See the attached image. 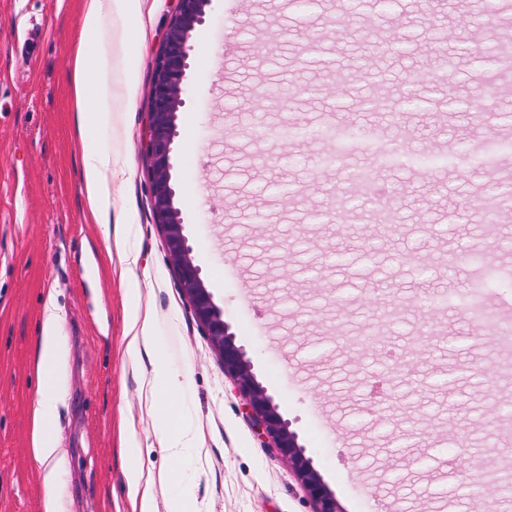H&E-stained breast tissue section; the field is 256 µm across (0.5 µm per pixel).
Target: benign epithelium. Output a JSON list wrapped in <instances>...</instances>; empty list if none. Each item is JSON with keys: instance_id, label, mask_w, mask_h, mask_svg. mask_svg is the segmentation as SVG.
<instances>
[{"instance_id": "benign-epithelium-1", "label": "benign epithelium", "mask_w": 512, "mask_h": 512, "mask_svg": "<svg viewBox=\"0 0 512 512\" xmlns=\"http://www.w3.org/2000/svg\"><path fill=\"white\" fill-rule=\"evenodd\" d=\"M211 0H176V11L166 29L155 58L148 112L145 159L151 171L150 195L153 214L166 234L169 261L179 287L188 299L196 321L219 353L224 372L231 375L244 401L246 416L256 435L273 444L301 481L314 505L313 512H342L296 431L278 410L274 396L258 378L246 349L214 303L192 258L180 211L175 206L173 183L174 144L178 135V112L187 94L193 32L207 20Z\"/></svg>"}]
</instances>
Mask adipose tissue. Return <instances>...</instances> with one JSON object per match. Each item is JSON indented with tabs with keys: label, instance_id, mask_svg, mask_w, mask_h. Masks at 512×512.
Returning a JSON list of instances; mask_svg holds the SVG:
<instances>
[{
	"label": "adipose tissue",
	"instance_id": "obj_1",
	"mask_svg": "<svg viewBox=\"0 0 512 512\" xmlns=\"http://www.w3.org/2000/svg\"><path fill=\"white\" fill-rule=\"evenodd\" d=\"M72 83L78 117L77 131L84 138L82 176L85 195L93 214L101 215L119 208L120 200L112 193L120 171L112 167L94 142L88 140L91 128L106 125L112 116V61L104 44L80 46L72 69ZM62 350V319L52 295H45L40 336L32 368L39 381L38 398L32 410L29 443L36 460H56L58 450L48 435L63 399L56 380ZM182 374L170 369L160 358H153L149 372L143 373L149 412L161 423L159 443L170 453H178L188 442L180 425L177 406L171 402L174 391L182 389Z\"/></svg>",
	"mask_w": 512,
	"mask_h": 512
}]
</instances>
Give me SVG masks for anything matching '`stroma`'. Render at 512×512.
<instances>
[{"instance_id": "35a3bbf8", "label": "stroma", "mask_w": 512, "mask_h": 512, "mask_svg": "<svg viewBox=\"0 0 512 512\" xmlns=\"http://www.w3.org/2000/svg\"><path fill=\"white\" fill-rule=\"evenodd\" d=\"M174 7L143 0L134 26L103 14L112 122L89 136L125 169L113 185L124 206L108 220L125 228L138 255L154 350L187 374L173 399L196 439L177 458L160 447L140 391L150 363L132 366L125 354L126 281L83 192L71 71L85 37L84 0H0V512H43L48 466L33 457L29 432L38 394L31 362L49 292L64 318L57 368L64 403L49 427L60 451L59 512H138L123 467L130 445L152 476L155 512H168L178 493L197 512L313 510L278 450L262 445L244 419L236 384L177 285L154 219L144 133L152 64ZM208 15L193 34L174 171L176 205L206 287L345 512H478L468 490L474 463L512 486V458L503 454L512 448V415L500 412L512 406V343H474L460 312L435 309L431 299L491 256L501 279L488 296L496 306L512 303V222L497 241L476 247L478 227L465 206L472 183L512 182V157L494 171L478 168L470 115L449 111L444 98L431 113L409 112L415 136L407 152L437 155L442 143L452 146L451 164L396 167L385 177L399 216L386 248L417 250L424 275L392 268L358 275L336 265V254L359 249L376 227L355 210L342 226L309 219L327 210L332 193L350 192L349 159L319 190L311 185L317 137L337 105L379 92L364 65L369 43L398 31L410 50L392 59L396 74L434 61L447 69V95L472 100L479 94L472 77L489 64L487 47L475 46L468 29L512 43V0L472 14L465 28L447 0H404L381 30L363 6L337 34L325 30L322 8L300 20L286 6L271 12L267 0H212ZM277 28L287 36L273 61L256 58L254 40ZM451 28L456 35L445 40ZM207 51L219 64L201 65ZM313 51L356 71L354 87L340 93L335 80L300 70L299 59ZM293 76L312 90L288 105L304 134L289 142L282 163L228 123L258 86L285 93ZM306 259L317 278L302 275ZM378 307L390 314L392 346L422 356L395 410H371L366 388L378 358L354 356L348 346Z\"/></svg>"}]
</instances>
